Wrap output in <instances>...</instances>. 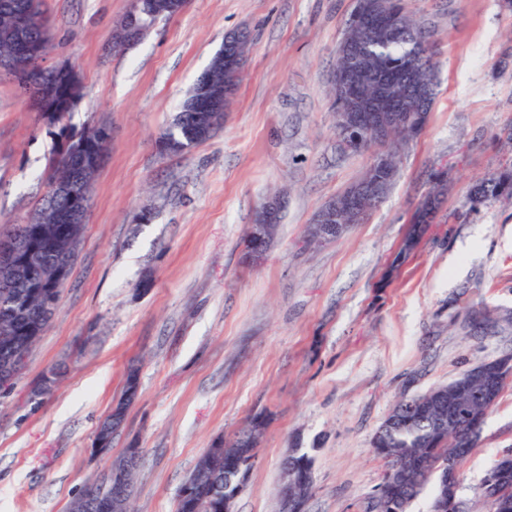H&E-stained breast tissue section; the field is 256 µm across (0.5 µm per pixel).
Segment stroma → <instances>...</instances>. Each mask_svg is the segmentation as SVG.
Masks as SVG:
<instances>
[{
  "instance_id": "stroma-1",
  "label": "stroma",
  "mask_w": 512,
  "mask_h": 512,
  "mask_svg": "<svg viewBox=\"0 0 512 512\" xmlns=\"http://www.w3.org/2000/svg\"><path fill=\"white\" fill-rule=\"evenodd\" d=\"M129 0H44L45 63L75 68L71 133H109L81 243L56 316L11 391L0 394V512H67L101 481L100 421L137 368L139 397L112 439L138 448L134 512H175L206 448L266 421L234 512H279L282 460L312 459L306 512H364L383 463L372 438L392 405L512 354V199L472 211L475 182L512 163V8L504 0H405L433 33L436 98L401 151L385 199L338 240L304 246L328 199L357 181L368 152L340 151L329 96L336 46L355 0H190L131 47L112 33ZM250 40L224 124L204 143L161 153L189 90L226 34ZM50 127L0 82V232L48 187ZM446 179L436 224L390 263L422 198ZM282 219L266 260L242 238L270 196ZM143 210L150 223H135ZM151 278L143 291L139 283ZM475 311L490 321L476 325ZM59 375L44 391L51 369ZM512 452L507 380L460 466L468 512Z\"/></svg>"
}]
</instances>
